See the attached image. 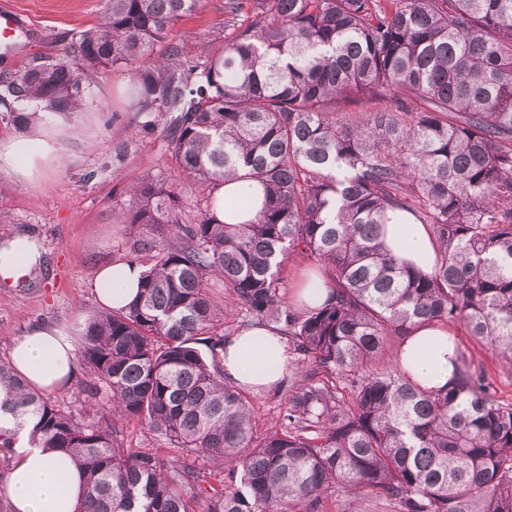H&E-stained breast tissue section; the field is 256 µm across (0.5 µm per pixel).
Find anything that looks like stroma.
Listing matches in <instances>:
<instances>
[{
	"instance_id": "stroma-1",
	"label": "stroma",
	"mask_w": 512,
	"mask_h": 512,
	"mask_svg": "<svg viewBox=\"0 0 512 512\" xmlns=\"http://www.w3.org/2000/svg\"><path fill=\"white\" fill-rule=\"evenodd\" d=\"M22 12L29 31L19 48L0 52V74L17 72L39 56L58 57L59 38L94 23L102 0H11ZM225 0H201L198 8L183 16L165 41L153 49L167 54L177 46L190 57L203 60L232 40L240 28L255 21L257 12L245 7L229 19ZM131 67H115L91 73V108L73 128L53 127L63 159L44 169L31 183L12 180L0 173V239L25 230L42 248L43 263L17 281L0 279V361L10 359L15 339L39 325L67 332L77 330L97 311L92 288L102 265L131 257L133 237L120 217L132 200L131 184L144 176L159 181L178 180L182 190L178 220L196 223L213 193L212 183L179 175L178 162L162 132L139 131V117L129 112L125 92ZM388 107L397 116L421 111V102L403 93L385 102L356 97L337 108L340 125L363 126L372 112ZM459 349L474 365L483 368L498 395L512 399V374L503 369L495 353L455 327ZM304 367L289 364L280 384L269 389H247L255 410L257 436H264L279 420L289 395L304 382ZM325 512H395L393 504L372 491L339 492L325 501Z\"/></svg>"
}]
</instances>
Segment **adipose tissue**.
Listing matches in <instances>:
<instances>
[{
    "label": "adipose tissue",
    "instance_id": "1",
    "mask_svg": "<svg viewBox=\"0 0 512 512\" xmlns=\"http://www.w3.org/2000/svg\"><path fill=\"white\" fill-rule=\"evenodd\" d=\"M58 156V146L32 116L25 131L0 140V171L28 182L43 161ZM215 197L217 217L227 224L256 222L263 191L258 181L237 178L220 186ZM385 243L402 262L429 269L435 247L428 225L414 224L396 213L385 227ZM41 255L35 244L17 236L0 241V274L11 276L36 266ZM144 269L134 262L118 261L103 266L93 289L98 303L112 310L127 305L138 293ZM456 340L452 331L438 323L414 327L398 351L401 369L416 383L443 390L454 375ZM288 343L276 327L242 329L224 346V376L251 387H267L280 380L288 368ZM10 363L30 386L51 392L70 384L76 373L75 345L60 329L42 325L15 341ZM5 495L12 512H74L83 497L84 475L66 454L29 444L27 432L15 442Z\"/></svg>",
    "mask_w": 512,
    "mask_h": 512
}]
</instances>
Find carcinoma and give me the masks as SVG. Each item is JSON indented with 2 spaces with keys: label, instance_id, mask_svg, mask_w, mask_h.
Here are the masks:
<instances>
[{
  "label": "carcinoma",
  "instance_id": "cac0c4a2",
  "mask_svg": "<svg viewBox=\"0 0 512 512\" xmlns=\"http://www.w3.org/2000/svg\"><path fill=\"white\" fill-rule=\"evenodd\" d=\"M200 0H105L100 20L0 78L16 124L27 104L75 118L89 73L136 64L128 111L162 128L181 172L219 186L259 181L254 224H224L210 199L176 219L175 182L133 184L124 223L150 258L138 296L98 311L81 358L99 412L52 404L0 362V448L19 430L86 470L77 512H323L335 492L368 489L397 512H512V402L457 358L450 387L371 371L418 322L464 327L512 371V0H253L259 20L203 62L154 45ZM401 91L425 109L404 123L373 114L337 124L356 93ZM430 225L434 267L398 264L391 212ZM324 266L331 288L296 311L280 295L289 256ZM260 323L283 325L298 362L334 376L288 397L279 427L254 436V409L224 378L227 337L207 282ZM135 420L240 479L205 487L186 464L123 447ZM205 509L199 510L200 503Z\"/></svg>",
  "mask_w": 512,
  "mask_h": 512
}]
</instances>
